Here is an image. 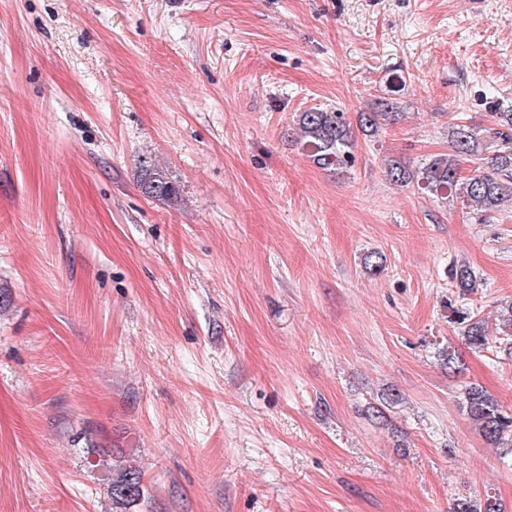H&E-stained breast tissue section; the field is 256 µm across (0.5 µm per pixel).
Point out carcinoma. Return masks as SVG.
<instances>
[{"mask_svg":"<svg viewBox=\"0 0 512 512\" xmlns=\"http://www.w3.org/2000/svg\"><path fill=\"white\" fill-rule=\"evenodd\" d=\"M492 122L483 129V134L474 132L470 125L458 122L450 126L453 155H439L430 159L421 171H412L405 164L391 160L386 164V177L398 186L412 182L421 183L432 193L446 198L457 190L463 197L480 207L484 218L500 210L512 199V112L491 113ZM400 120L394 103L383 99L377 110L361 112L358 123L365 132H376ZM295 123L300 132L299 141L310 153L312 161L322 169H344L353 162L351 148L353 132L344 113L322 109H310L296 115ZM493 150L492 172L485 173L475 168L467 178L460 177L462 161L480 159L482 152ZM138 182L142 192L156 201H167L178 193L176 183L169 174L150 156L139 161ZM451 279L462 296L474 292L476 277L471 268L460 264L452 268ZM462 343L474 352H484L496 343L505 346L506 354L512 358V318L503 327H491L487 319L473 312H456L452 319ZM437 358L450 373H459L465 362L463 355L448 344L437 348ZM402 403L400 392L389 388L381 394L378 402L366 408V415L375 424L391 428L388 411ZM459 404L466 418L479 430L484 440L494 448L512 449V411L503 409L499 401L483 386L465 382L459 392ZM110 495L116 502L133 501L141 494V471L128 465L117 469L109 484ZM453 512H500L495 500L488 497L483 503L461 496L456 499Z\"/></svg>","mask_w":512,"mask_h":512,"instance_id":"1","label":"carcinoma"}]
</instances>
